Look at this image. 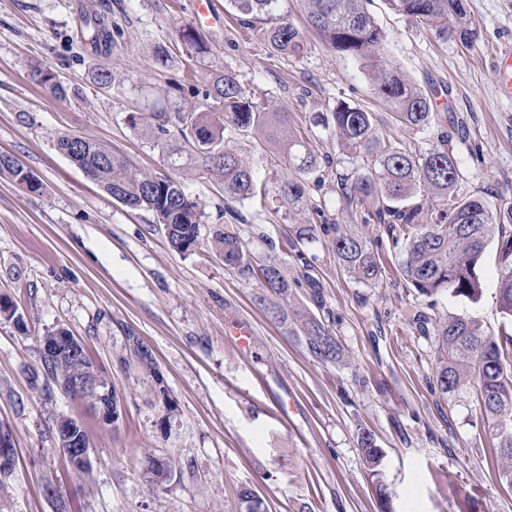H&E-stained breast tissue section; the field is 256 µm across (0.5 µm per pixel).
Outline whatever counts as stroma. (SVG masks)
<instances>
[{
  "label": "stroma",
  "mask_w": 512,
  "mask_h": 512,
  "mask_svg": "<svg viewBox=\"0 0 512 512\" xmlns=\"http://www.w3.org/2000/svg\"><path fill=\"white\" fill-rule=\"evenodd\" d=\"M369 11L385 34L384 50L443 117L419 131L394 123L363 65L341 59L304 32L301 57L275 50L264 21L242 25L230 0H215L217 18L198 21L190 0H0V155L16 159L41 185L30 191L0 178V426L10 429L15 464L0 477V512H240L238 492L261 495L267 512H377L373 482L358 448L360 429L385 450L381 481L394 512H512V489L498 477L497 440L484 429L472 393L451 402L431 391L434 339L421 334L416 312L432 320L462 315L498 334L501 314L492 278L495 247L480 261L486 286L479 301L418 295L402 274L405 252L350 203L346 181L370 160L341 147L321 119L344 102L372 112L381 135L422 152L446 144L463 173L456 192L491 205H512V100L497 91L495 50L512 43V0H468L472 42L443 40L391 12L382 0ZM106 15L114 41L112 85L97 88V65L78 33L85 14ZM194 27L210 65L187 55L177 31ZM172 59L158 67L155 53ZM53 69L79 87L81 99L60 100L34 72ZM233 71L240 84L270 103L283 126L305 133L319 166L298 173L264 135L231 139L248 165L299 179L307 204L288 212L224 196L200 164L170 166L150 134L128 124L132 112L193 104L213 71ZM466 127L452 134L447 114ZM60 132L104 144L152 174L172 176L199 198L204 229L238 225L252 264H288L290 276L321 286L342 360L311 357L257 303L255 279L201 247L173 251L153 215L115 201L59 154ZM316 225L315 241L294 253L292 227ZM359 230L377 243L378 287L351 279L335 254L337 230ZM244 320L251 353L224 332ZM58 328L84 345L89 359L123 397L120 419L104 424L82 400L55 394L45 402L30 377L41 370L39 338ZM134 332L148 345L167 383L170 405L158 402L126 348ZM295 408L283 420V405ZM85 427L93 465L72 471L58 447L54 420ZM171 459L162 478L146 456Z\"/></svg>",
  "instance_id": "1"
}]
</instances>
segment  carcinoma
I'll list each match as a JSON object with an SVG mask.
<instances>
[{
  "label": "carcinoma",
  "mask_w": 512,
  "mask_h": 512,
  "mask_svg": "<svg viewBox=\"0 0 512 512\" xmlns=\"http://www.w3.org/2000/svg\"><path fill=\"white\" fill-rule=\"evenodd\" d=\"M243 16L242 23L260 15L272 17L276 0H233ZM305 21L322 43L343 59L360 60L379 97L395 108L396 121L422 130L437 118L429 94L418 89L407 76L391 65L383 50L384 34L364 6L366 0H303ZM392 12L413 18L431 27L443 39L471 40L467 0H384ZM178 37L186 52L203 58L207 48L194 30L182 26ZM267 41L279 52L298 56L304 51V34L293 23L278 20L266 30ZM112 25L103 15L93 13L84 19L85 52L108 58L112 48ZM38 82L50 93L66 99L79 94L78 88L60 81L49 68L36 71ZM200 99L190 107L174 112H133L132 128H143L179 161L183 155L202 159L208 171L221 178L224 194L239 200L265 202L267 180L246 166L224 144L226 135L248 133L274 126L278 113L270 112L242 87L234 72L218 71L211 83L196 92ZM336 138L351 152L373 157L371 171L344 184L349 202L374 207L373 217L383 225L394 243H402L406 257L402 273L406 282L423 296L447 294L471 302L480 299L484 284L477 265L486 247L496 245V298L504 318L512 320V206L494 208L480 198L462 200L455 186L462 176L458 160L445 146L419 154L397 140L383 141L373 124L372 114L359 107L339 104L330 113ZM282 156L298 171L316 167L318 157L301 134L292 132L278 138ZM54 146L69 160L92 174L101 188L126 207L153 213L169 245L178 253L191 254L201 247L200 202L187 193L178 179L148 175L117 158L103 145L71 133L56 136ZM24 184L32 175L13 158L0 160V175ZM278 195L291 208L302 204L304 186L285 180L277 186ZM443 202L436 222H425L423 207L410 200L417 194ZM212 254L242 273L257 275L262 293L257 295L271 318L297 337L317 359L336 362L343 349L330 327L299 301L293 287L316 281L306 276L290 279L283 263L269 260L253 268L247 243L232 224L215 230L207 239ZM336 257L355 281L374 285L382 263L373 241L362 233L337 231ZM126 349L139 370L153 383L157 400L167 405L168 390L153 351L132 332L126 333ZM435 371L431 387L442 400H452L472 388L483 424L496 435L503 460L500 481L512 487V334H486L479 324L464 316H450L436 325L434 334ZM88 361L72 364L61 359L48 367V377L38 390L46 400L53 399L57 372L70 375L88 369ZM358 445L366 470L379 476L384 458L372 431L360 430ZM242 512H266L261 496L244 487L239 491Z\"/></svg>",
  "instance_id": "obj_1"
}]
</instances>
